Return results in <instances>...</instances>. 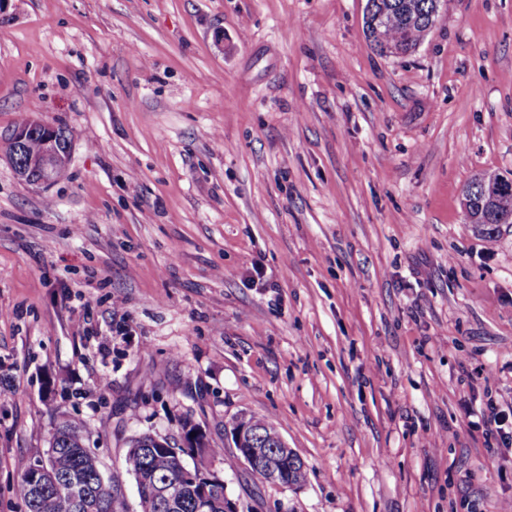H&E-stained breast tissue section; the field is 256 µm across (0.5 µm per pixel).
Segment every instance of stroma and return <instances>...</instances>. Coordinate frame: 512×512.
<instances>
[{
	"label": "stroma",
	"instance_id": "stroma-1",
	"mask_svg": "<svg viewBox=\"0 0 512 512\" xmlns=\"http://www.w3.org/2000/svg\"><path fill=\"white\" fill-rule=\"evenodd\" d=\"M365 5L0 10V131L34 107L73 138L45 188L0 157V512L62 412L125 512L128 439L188 420L237 512H512V229L461 210L512 172V0H447L400 56ZM242 414L301 487L237 459Z\"/></svg>",
	"mask_w": 512,
	"mask_h": 512
}]
</instances>
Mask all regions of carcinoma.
Listing matches in <instances>:
<instances>
[{"label":"carcinoma","instance_id":"cac0c4a2","mask_svg":"<svg viewBox=\"0 0 512 512\" xmlns=\"http://www.w3.org/2000/svg\"><path fill=\"white\" fill-rule=\"evenodd\" d=\"M436 18L433 0H367L366 36L381 54L405 55L416 49ZM91 434L83 421L65 414L57 418L48 448L55 453L56 484L36 497L31 462L24 463L16 492L27 512H124L115 484L104 478L96 455L89 453ZM125 465L138 487L142 512H159L155 508L158 486L185 484L179 459L167 450L144 448L139 453L129 448ZM286 481L293 486L304 484L306 469L300 461L288 459Z\"/></svg>","mask_w":512,"mask_h":512}]
</instances>
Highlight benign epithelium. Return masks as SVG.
Returning a JSON list of instances; mask_svg holds the SVG:
<instances>
[{"mask_svg":"<svg viewBox=\"0 0 512 512\" xmlns=\"http://www.w3.org/2000/svg\"><path fill=\"white\" fill-rule=\"evenodd\" d=\"M41 135L43 149L33 155L24 153V147L32 135ZM0 143L8 147L7 156L14 166L15 174L20 182L36 186L48 187L61 178L68 169L72 156V141L60 134L59 129L47 125L39 119L32 117L26 123L14 126L7 136L0 135ZM512 183V174L509 176L498 173H488L480 177L472 189L465 192L463 209L471 213L472 193L486 200L498 197L502 186ZM262 422L254 419L250 422L238 420L233 427L227 429V435L237 444V458L252 471H262L266 480L279 483L284 480L285 470L281 463L288 459V445L279 434L272 439L279 444L275 454L268 449L256 446L255 436L257 428ZM153 443L158 448H167L178 456L187 455L192 458L197 469L206 472L209 480L218 481L220 477L212 469L213 460L198 450V436L184 434L183 444L176 447L169 438L161 435H151Z\"/></svg>","mask_w":512,"mask_h":512,"instance_id":"benign-epithelium-1","label":"benign epithelium"}]
</instances>
